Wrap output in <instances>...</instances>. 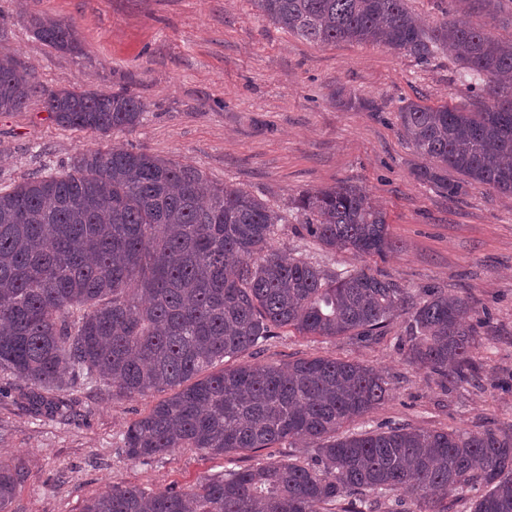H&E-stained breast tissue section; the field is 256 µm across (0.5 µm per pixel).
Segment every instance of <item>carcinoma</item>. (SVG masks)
<instances>
[{
  "instance_id": "obj_1",
  "label": "carcinoma",
  "mask_w": 512,
  "mask_h": 512,
  "mask_svg": "<svg viewBox=\"0 0 512 512\" xmlns=\"http://www.w3.org/2000/svg\"><path fill=\"white\" fill-rule=\"evenodd\" d=\"M274 24L315 43L371 42L421 63L440 53L491 100L476 110L410 102L400 129L434 161L419 177L454 195L468 185L512 196V40L454 20L422 27L405 0H254ZM36 35L77 48L76 26L39 21ZM41 94L62 127L106 135L135 128L145 103L128 94L46 91L0 46V112ZM303 230L330 250L384 256L383 212L355 185L305 192ZM288 216L198 169L123 147L83 153L61 176L0 191V371L27 385L37 416L69 412L59 398L95 381L129 397H165L133 421L124 452L151 461L175 448L215 454L305 443L316 463L270 462L206 478L188 491L114 485L82 512H364L368 494L405 492L418 512H448L469 489L471 512H512V432L406 426L338 437L391 396L377 369L328 357L286 366L209 368L276 330L367 340L407 315V356L457 386L473 377L477 325L468 303L430 288L421 298L380 274H329L270 247ZM21 466L0 460V512H12Z\"/></svg>"
}]
</instances>
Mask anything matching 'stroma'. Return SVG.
<instances>
[{
  "label": "stroma",
  "mask_w": 512,
  "mask_h": 512,
  "mask_svg": "<svg viewBox=\"0 0 512 512\" xmlns=\"http://www.w3.org/2000/svg\"><path fill=\"white\" fill-rule=\"evenodd\" d=\"M0 16V45L41 88L124 92L147 105L138 127L108 138L57 125L38 95L22 111L0 112V188L66 172L75 155L109 142L196 167L211 183L284 212L303 192L356 185L385 215L395 243L386 257L325 251L294 218L278 225L272 248L330 272L382 274L417 295L436 287L466 299L476 317L490 319L472 352L479 386L444 389L411 364L398 347L402 315L368 342L283 328L238 363L326 356L381 370L392 395L349 424L356 433L393 424L460 432L512 426V197L478 185L451 196L420 179L426 160L397 119L411 101L480 107L459 81L455 57L426 65L383 45L316 44L269 22L253 0H0ZM47 16L75 24L80 51L38 39L33 22ZM62 398L70 417L35 416L12 375L0 372V458L27 474L12 512H81L86 499L114 485L187 490L232 470L316 458L313 449L284 443L224 455L176 448L135 461L123 435L157 395H110L84 381Z\"/></svg>",
  "instance_id": "obj_1"
}]
</instances>
